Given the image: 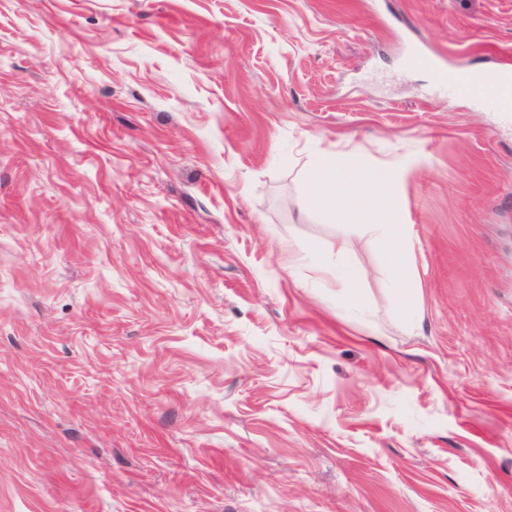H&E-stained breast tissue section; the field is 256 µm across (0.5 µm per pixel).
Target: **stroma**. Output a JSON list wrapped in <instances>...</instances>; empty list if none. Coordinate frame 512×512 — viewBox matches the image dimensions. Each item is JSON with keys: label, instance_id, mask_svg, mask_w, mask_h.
<instances>
[{"label": "stroma", "instance_id": "obj_1", "mask_svg": "<svg viewBox=\"0 0 512 512\" xmlns=\"http://www.w3.org/2000/svg\"><path fill=\"white\" fill-rule=\"evenodd\" d=\"M412 42L512 69V0H0V512H512V122ZM306 197L310 207L362 225L391 266L398 288L401 313H411L409 275L403 264L407 247L400 200L392 175L379 167L334 155L321 156L309 170ZM338 276L351 288L350 299L352 302L361 305L363 303V294L359 289L362 280V270L360 266L348 263L337 270Z\"/></svg>", "mask_w": 512, "mask_h": 512}]
</instances>
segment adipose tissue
Segmentation results:
<instances>
[{
	"label": "adipose tissue",
	"mask_w": 512,
	"mask_h": 512,
	"mask_svg": "<svg viewBox=\"0 0 512 512\" xmlns=\"http://www.w3.org/2000/svg\"><path fill=\"white\" fill-rule=\"evenodd\" d=\"M306 197L313 209L361 225L393 270L401 313L410 314L409 275L403 264L407 237L400 220L401 205L392 175L376 166L354 160L344 162L326 154L308 173Z\"/></svg>",
	"instance_id": "adipose-tissue-1"
}]
</instances>
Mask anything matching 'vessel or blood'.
Listing matches in <instances>:
<instances>
[{
	"mask_svg": "<svg viewBox=\"0 0 512 512\" xmlns=\"http://www.w3.org/2000/svg\"><path fill=\"white\" fill-rule=\"evenodd\" d=\"M405 62L412 69H433L436 83L447 89L449 95L478 99L493 112H512V72L496 67L479 72L466 69L437 71L429 56L419 50L410 53Z\"/></svg>",
	"mask_w": 512,
	"mask_h": 512,
	"instance_id": "obj_1",
	"label": "vessel or blood"
}]
</instances>
